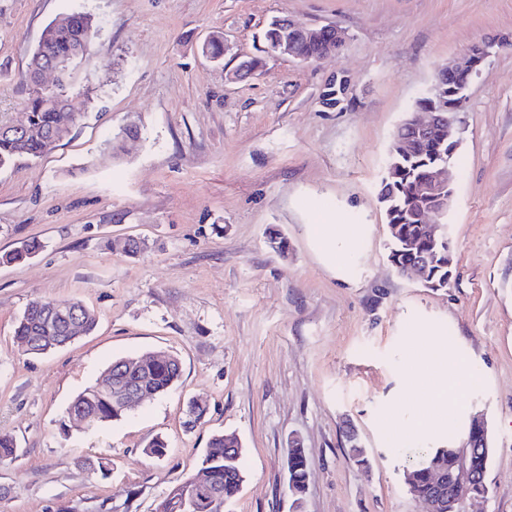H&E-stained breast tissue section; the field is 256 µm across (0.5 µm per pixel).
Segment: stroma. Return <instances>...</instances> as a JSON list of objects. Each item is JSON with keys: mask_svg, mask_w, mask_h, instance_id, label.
<instances>
[{"mask_svg": "<svg viewBox=\"0 0 512 512\" xmlns=\"http://www.w3.org/2000/svg\"><path fill=\"white\" fill-rule=\"evenodd\" d=\"M95 21L77 75L87 113L42 157L0 170V512H154L194 474L210 437L235 433L246 481L224 512H426L405 475L412 446L384 448L390 410L423 413L398 376L425 324H454L481 364L487 501L512 512V0H0V121L23 117L24 74L44 27ZM335 24L338 56L255 55L270 20ZM224 35L233 51L209 61ZM493 49L467 89L465 133L445 215L455 284L424 287L388 260L378 192L394 134L438 66L470 44ZM346 78L339 104L322 93ZM140 130L113 151L125 126ZM372 231L350 283L314 248L316 211ZM288 240L287 256L269 238ZM147 244L136 257L125 239ZM77 300L91 335L25 354L16 321L33 302ZM174 354L182 377L121 419L89 428L67 407L113 360ZM205 409L189 422V401ZM354 429L369 460L348 455ZM163 437L167 453L145 446ZM301 443L309 477L295 509L287 461Z\"/></svg>", "mask_w": 512, "mask_h": 512, "instance_id": "stroma-1", "label": "stroma"}]
</instances>
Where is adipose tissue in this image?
Instances as JSON below:
<instances>
[{
    "label": "adipose tissue",
    "instance_id": "obj_1",
    "mask_svg": "<svg viewBox=\"0 0 512 512\" xmlns=\"http://www.w3.org/2000/svg\"><path fill=\"white\" fill-rule=\"evenodd\" d=\"M370 232L366 224H335L324 212H316L308 226L309 237L323 262L342 280H355L359 258ZM422 348L401 373L412 392L421 394L429 410L421 416H388L382 423L385 447H401L404 440L426 444L448 439L461 444L467 437L472 403L481 383L480 372L472 357L459 342L441 344L444 330L426 326Z\"/></svg>",
    "mask_w": 512,
    "mask_h": 512
}]
</instances>
